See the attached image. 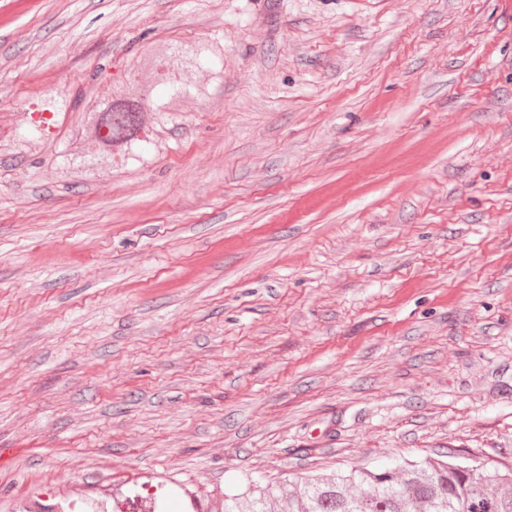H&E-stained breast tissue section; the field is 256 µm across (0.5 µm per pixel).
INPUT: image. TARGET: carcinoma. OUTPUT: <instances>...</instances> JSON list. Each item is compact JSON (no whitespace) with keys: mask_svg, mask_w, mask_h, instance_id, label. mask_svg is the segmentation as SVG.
<instances>
[{"mask_svg":"<svg viewBox=\"0 0 512 512\" xmlns=\"http://www.w3.org/2000/svg\"><path fill=\"white\" fill-rule=\"evenodd\" d=\"M183 63L208 69L221 78L215 44L199 42L182 52ZM155 77L141 74L133 79L136 92L120 87L112 98L83 113L91 139L83 155H59L67 172L75 167L94 173L103 160L120 156L131 163L147 159L152 113L160 112L180 96L205 90L185 82L180 69L168 66ZM77 102L56 90L46 91L35 112L57 115L74 109ZM51 120L33 121L20 139L21 149L41 145ZM224 512H512V466L472 461L432 460L395 462L385 468H359L348 473L312 475L288 489L261 485L248 479L243 492L224 495Z\"/></svg>","mask_w":512,"mask_h":512,"instance_id":"obj_1","label":"carcinoma"}]
</instances>
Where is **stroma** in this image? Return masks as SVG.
<instances>
[{"label":"stroma","instance_id":"obj_1","mask_svg":"<svg viewBox=\"0 0 512 512\" xmlns=\"http://www.w3.org/2000/svg\"><path fill=\"white\" fill-rule=\"evenodd\" d=\"M201 40L146 165L17 154ZM0 448V512L512 465V0H0ZM215 46L216 44L211 42H198L188 51H178V55L181 53L184 56L183 63L186 67L190 65L196 68L209 69L213 79H220L221 71L218 68L217 61L221 54L214 50ZM78 101L70 103L67 96L62 95L56 90L46 91L41 99L36 103V109L33 112L42 114L49 112L52 116L69 109H77ZM53 120L45 119L42 116L40 119L33 121L32 128L30 131L24 133V136L19 139L21 142V149L30 151L33 147L40 146L43 139L45 138Z\"/></svg>","mask_w":512,"mask_h":512}]
</instances>
